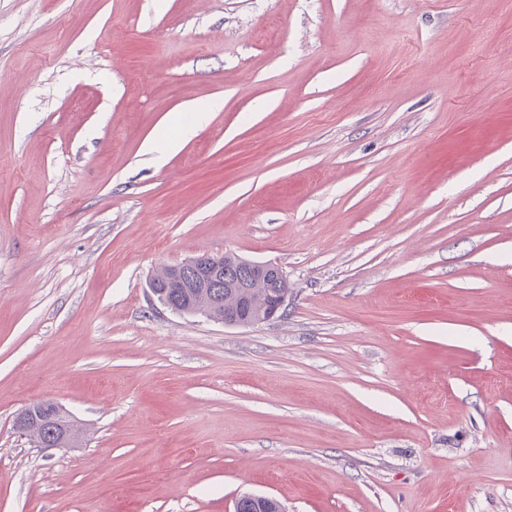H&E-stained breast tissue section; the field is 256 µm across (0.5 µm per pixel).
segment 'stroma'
<instances>
[{
    "label": "stroma",
    "instance_id": "35a3bbf8",
    "mask_svg": "<svg viewBox=\"0 0 512 512\" xmlns=\"http://www.w3.org/2000/svg\"><path fill=\"white\" fill-rule=\"evenodd\" d=\"M228 253L282 316L147 287ZM243 494L512 512V0H0V512ZM33 406H41L42 409H49L50 420L54 423V428L57 434V440L52 443L57 444L59 447H69L77 438L74 424L71 418L70 413L64 408L61 404L52 401H39L36 403H32L26 409H30L28 413L22 414L21 412L18 414L16 418V428L26 436H29L37 445L40 447H45L50 442H43L39 434L41 431L42 418L39 417L41 415V410L38 408L34 409ZM60 436L58 438V435Z\"/></svg>",
    "mask_w": 512,
    "mask_h": 512
}]
</instances>
